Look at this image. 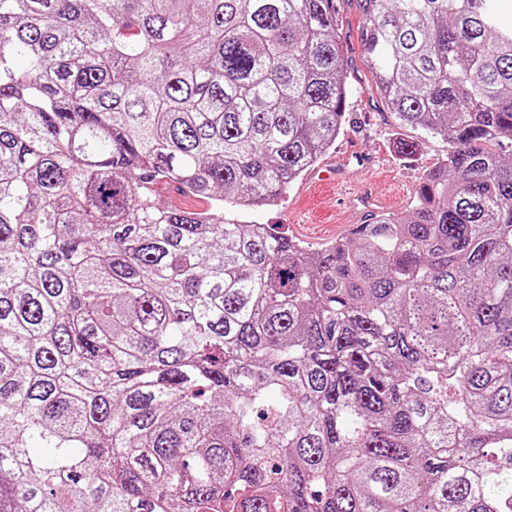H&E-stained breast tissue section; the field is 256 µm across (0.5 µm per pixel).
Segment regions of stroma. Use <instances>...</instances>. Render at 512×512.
<instances>
[{
  "label": "stroma",
  "mask_w": 512,
  "mask_h": 512,
  "mask_svg": "<svg viewBox=\"0 0 512 512\" xmlns=\"http://www.w3.org/2000/svg\"><path fill=\"white\" fill-rule=\"evenodd\" d=\"M338 13L337 40L344 52L351 92L343 134L323 157V164H336L344 175L367 184L381 200L382 212L402 214L410 210L414 191L424 171L447 154L442 138L425 137L419 128L398 127L393 113L377 93L364 63L361 45V17L352 0H335ZM402 139H418L421 150L414 155L397 151ZM302 213L305 225L293 228L291 213ZM247 221L274 224L301 241L303 247L317 249L343 237L348 223V206L335 187L316 182L312 172L301 177L279 199L276 206L256 207Z\"/></svg>",
  "instance_id": "1"
}]
</instances>
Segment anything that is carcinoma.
Instances as JSON below:
<instances>
[{"mask_svg": "<svg viewBox=\"0 0 512 512\" xmlns=\"http://www.w3.org/2000/svg\"><path fill=\"white\" fill-rule=\"evenodd\" d=\"M354 2L448 153L309 251L334 0H0V512H512V0Z\"/></svg>", "mask_w": 512, "mask_h": 512, "instance_id": "carcinoma-1", "label": "carcinoma"}]
</instances>
